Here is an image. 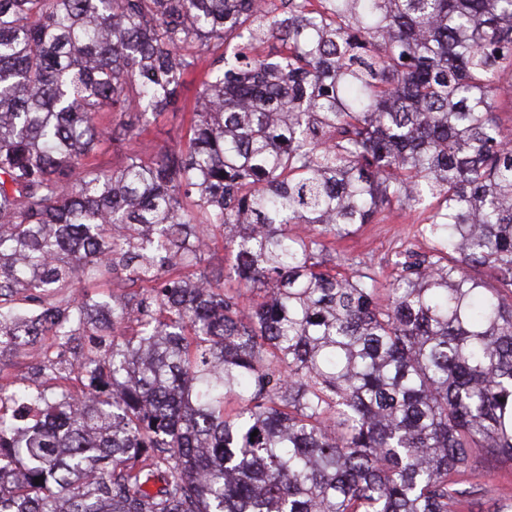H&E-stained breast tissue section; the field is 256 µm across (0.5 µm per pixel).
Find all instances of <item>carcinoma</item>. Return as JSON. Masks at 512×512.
I'll return each mask as SVG.
<instances>
[{
	"mask_svg": "<svg viewBox=\"0 0 512 512\" xmlns=\"http://www.w3.org/2000/svg\"><path fill=\"white\" fill-rule=\"evenodd\" d=\"M506 59L512 0H0V358L91 343L44 364L79 393L0 385V512H457L511 467ZM393 204L434 247L383 289L330 243ZM181 90V100L177 109L167 110L150 118L143 126L139 138V148L148 154L168 146L185 147L189 139L191 112L196 93L205 79V71L198 68L186 78ZM90 163L97 164L105 168L116 169L125 162V154L112 146L110 141H103L98 150L97 154L92 157Z\"/></svg>",
	"mask_w": 512,
	"mask_h": 512,
	"instance_id": "obj_1",
	"label": "carcinoma"
}]
</instances>
